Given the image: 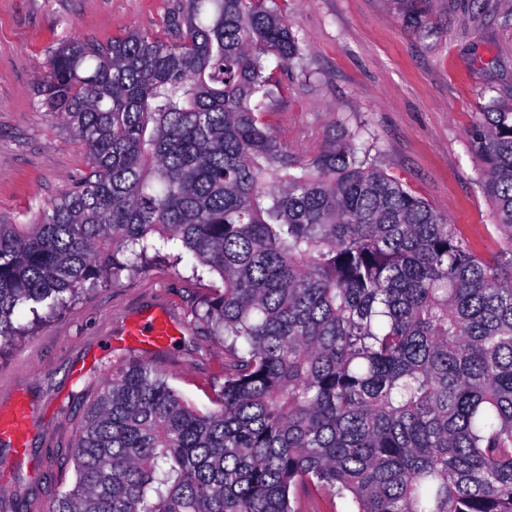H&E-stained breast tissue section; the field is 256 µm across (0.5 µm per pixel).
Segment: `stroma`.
<instances>
[{
	"mask_svg": "<svg viewBox=\"0 0 512 512\" xmlns=\"http://www.w3.org/2000/svg\"><path fill=\"white\" fill-rule=\"evenodd\" d=\"M294 21L304 67L264 114L280 140L310 154L337 126L359 133L373 162L483 254L494 206L468 130L490 100L512 104V0H279ZM180 0H0V221L31 223L88 170L87 149L40 103L39 80L68 38L104 43L137 29L163 34ZM87 286L61 313L0 351V413L23 395L37 418L24 456L0 443V512H48L72 487L68 459L86 405L105 374L152 363L200 410L216 408L224 348L195 320L218 275L190 261ZM153 310L178 327L161 352L123 345L126 325Z\"/></svg>",
	"mask_w": 512,
	"mask_h": 512,
	"instance_id": "obj_1",
	"label": "stroma"
}]
</instances>
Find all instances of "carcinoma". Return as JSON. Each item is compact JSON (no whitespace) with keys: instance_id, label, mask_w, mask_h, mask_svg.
Segmentation results:
<instances>
[{"instance_id":"carcinoma-1","label":"carcinoma","mask_w":512,"mask_h":512,"mask_svg":"<svg viewBox=\"0 0 512 512\" xmlns=\"http://www.w3.org/2000/svg\"><path fill=\"white\" fill-rule=\"evenodd\" d=\"M302 62L278 0H184L165 40L51 55L41 103L89 170L0 224V349L146 271L157 235L219 276L197 318L225 360L205 412L147 362L110 370L49 512H300L302 488L354 512H512V107L469 131L504 240L485 256L358 135L305 156L274 134L266 102Z\"/></svg>"}]
</instances>
